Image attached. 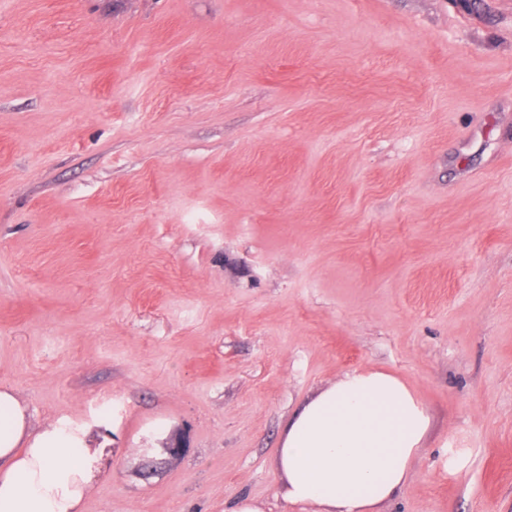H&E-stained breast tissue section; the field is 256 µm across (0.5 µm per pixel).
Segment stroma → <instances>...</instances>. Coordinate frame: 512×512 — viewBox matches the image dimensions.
Returning <instances> with one entry per match:
<instances>
[{
  "label": "stroma",
  "mask_w": 512,
  "mask_h": 512,
  "mask_svg": "<svg viewBox=\"0 0 512 512\" xmlns=\"http://www.w3.org/2000/svg\"><path fill=\"white\" fill-rule=\"evenodd\" d=\"M371 368L431 418L381 512H512V0H0V387L102 418L82 512H306Z\"/></svg>",
  "instance_id": "stroma-1"
}]
</instances>
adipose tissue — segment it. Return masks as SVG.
Returning a JSON list of instances; mask_svg holds the SVG:
<instances>
[{"label":"adipose tissue","mask_w":512,"mask_h":512,"mask_svg":"<svg viewBox=\"0 0 512 512\" xmlns=\"http://www.w3.org/2000/svg\"><path fill=\"white\" fill-rule=\"evenodd\" d=\"M99 420L30 428L13 391L0 389V512H81L104 466L91 447ZM430 426L418 396L383 370L345 374L286 423L279 493L313 512H378L406 484Z\"/></svg>","instance_id":"obj_1"}]
</instances>
